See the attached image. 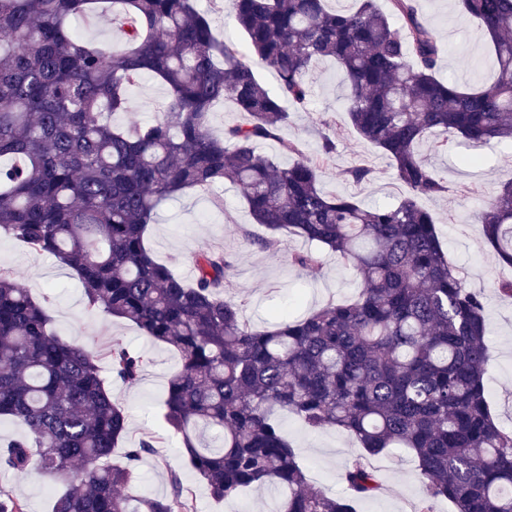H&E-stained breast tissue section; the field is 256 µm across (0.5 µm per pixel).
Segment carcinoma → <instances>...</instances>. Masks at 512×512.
Masks as SVG:
<instances>
[{
	"mask_svg": "<svg viewBox=\"0 0 512 512\" xmlns=\"http://www.w3.org/2000/svg\"><path fill=\"white\" fill-rule=\"evenodd\" d=\"M224 0L246 47L219 37L198 0H0V235L72 269L90 308L133 323L181 356L168 382L166 428L186 462L223 500L248 487L288 490L278 512H356L382 490L370 459L406 448L425 493L457 512H512V430L485 396L490 359L485 305L448 259L433 215L418 203L448 186L419 153L434 136L459 144L512 139V0H458L492 43L495 79L465 89L436 77L442 45L415 0ZM112 11L107 45L70 28ZM274 71L261 82L247 54ZM336 62L349 121L389 161L410 195L365 208L321 185L322 164L282 138L287 107L304 108L308 76ZM149 75L170 91L157 120L126 127L127 92ZM244 116L210 129L214 104ZM267 140L298 159L282 166ZM227 180L272 246L291 233L353 268L357 296L260 329L229 296L222 251L199 253L189 282L146 242L159 205ZM494 257L512 265V182L475 215ZM135 383L149 363L112 339L103 354L71 343L46 307L0 267V418L25 433L0 448V469L59 477L52 512H196L179 471L169 493L134 497L153 437L112 462L127 416L102 374ZM312 430L338 428L362 454L344 470L348 494L311 484L276 410Z\"/></svg>",
	"mask_w": 512,
	"mask_h": 512,
	"instance_id": "1",
	"label": "carcinoma"
}]
</instances>
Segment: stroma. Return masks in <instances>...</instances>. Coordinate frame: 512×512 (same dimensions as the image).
I'll list each match as a JSON object with an SVG mask.
<instances>
[{
	"label": "stroma",
	"instance_id": "stroma-1",
	"mask_svg": "<svg viewBox=\"0 0 512 512\" xmlns=\"http://www.w3.org/2000/svg\"><path fill=\"white\" fill-rule=\"evenodd\" d=\"M416 5L420 18L443 46L438 76L464 87L488 80L492 52L481 25L461 16L456 0H417ZM310 82L313 94L309 105L291 113L282 134L309 156L318 152L322 135L334 141L336 150L322 167L325 190L355 195L365 207L394 204L407 196V188L395 179L386 159L353 130L335 61L315 63ZM128 97L130 107L116 115V123L153 121L160 117L169 95L161 82L148 76L130 89ZM421 152L448 187L446 194L422 199L421 204L431 211L450 260L465 273L470 288L484 296L491 352L486 396L500 424L512 428V298L497 290L499 283L512 280V267L494 259L480 225L474 222L475 213L485 202L503 184L512 182V141L479 148L481 164L477 167L463 164L468 154L464 148L444 152L426 142ZM359 161L367 164L372 174L357 184L347 178L346 171ZM264 234V228L254 224L237 188L223 182L162 203L148 227L147 239L154 257L182 275L191 269L194 256L200 252L227 253L233 262L231 294L242 304L245 318L258 328L271 327L280 314L304 315L358 293L359 278L335 256L322 253L319 269L301 271L290 265L289 256L311 250V243L284 235L268 248L259 242ZM0 266L10 268L18 285L47 307L54 329L68 341L101 353L116 337L148 356L149 364L137 383L108 381L113 397L127 413L125 448L136 447L150 436L155 439L154 452L139 463L132 494H166L168 471L175 468L192 493L197 512H272L282 497L280 489L252 488L220 502L210 496L205 482L183 465L179 440L163 421L167 384L180 367V356L174 349L147 339L130 322L89 309L75 272L51 255L35 253L2 235ZM280 421L309 481L329 494L345 495L343 471L360 452L356 440L337 428L307 430L287 413L281 414ZM371 463L381 475L383 489L361 501L357 512H410L411 505L423 495L411 454L393 448L372 458ZM58 486L57 478L50 474L0 471V493L22 499L27 512H51L50 492Z\"/></svg>",
	"mask_w": 512,
	"mask_h": 512
}]
</instances>
